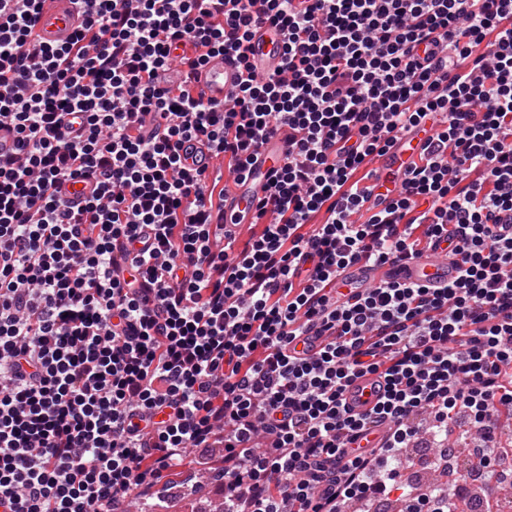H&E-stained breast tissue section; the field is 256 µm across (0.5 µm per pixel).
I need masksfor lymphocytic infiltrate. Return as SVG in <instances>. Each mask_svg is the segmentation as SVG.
<instances>
[{
    "instance_id": "1",
    "label": "lymphocytic infiltrate",
    "mask_w": 512,
    "mask_h": 512,
    "mask_svg": "<svg viewBox=\"0 0 512 512\" xmlns=\"http://www.w3.org/2000/svg\"><path fill=\"white\" fill-rule=\"evenodd\" d=\"M63 47L39 43L45 0H0V512H125L162 496L187 453L224 451V512H340L398 494L401 512H456L468 475L424 491L396 463L458 417L495 476L512 410V0H82ZM260 23L280 70L251 71ZM234 55L225 103L159 88ZM448 123L383 211L369 166L437 113ZM82 118L72 133L64 118ZM288 127L257 205L225 241L206 142L229 177ZM98 184L80 208L77 178ZM446 246L445 288L386 282L341 294L366 260ZM319 341L314 354L298 342ZM379 374L366 414L345 394ZM383 440L358 447L369 429ZM282 32L271 25H257L252 30L249 61L256 76L264 79L281 67L284 52ZM94 189V182L78 178L66 183L63 186L61 197L70 203H84V200L93 194Z\"/></svg>"
}]
</instances>
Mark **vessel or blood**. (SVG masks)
<instances>
[{
    "label": "vessel or blood",
    "mask_w": 512,
    "mask_h": 512,
    "mask_svg": "<svg viewBox=\"0 0 512 512\" xmlns=\"http://www.w3.org/2000/svg\"><path fill=\"white\" fill-rule=\"evenodd\" d=\"M82 19V14L71 0H47L35 33L43 43L60 46L69 41ZM283 52L284 37L278 28L268 24L253 28L249 61L256 76L265 78L275 74L281 67ZM240 81L241 69L237 60L222 54L211 56L203 67L192 74L194 89L208 102L228 99ZM436 129V123L431 121L419 125L411 134L396 140L385 155L375 159L368 207L375 211L388 208L402 173L417 161L422 147L434 136ZM287 142V129H280L265 142L249 174L227 185L224 192V227L232 235L243 234L247 225L254 223L256 206L268 192L278 162L285 155ZM94 189V182L78 178L63 186L61 196L67 202L79 203L90 197ZM458 273L459 267L455 261L441 260L428 252L398 265L372 266L360 261L342 272L341 278L351 288H372L391 280L442 288ZM383 393V380L369 375L354 381L346 398L354 411L363 413Z\"/></svg>",
    "instance_id": "b4317fda"
}]
</instances>
